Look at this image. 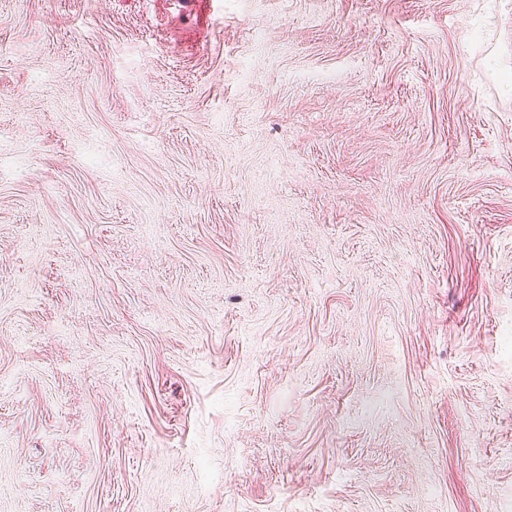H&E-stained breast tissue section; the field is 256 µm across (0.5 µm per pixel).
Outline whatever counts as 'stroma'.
I'll use <instances>...</instances> for the list:
<instances>
[{
    "label": "stroma",
    "instance_id": "1",
    "mask_svg": "<svg viewBox=\"0 0 512 512\" xmlns=\"http://www.w3.org/2000/svg\"><path fill=\"white\" fill-rule=\"evenodd\" d=\"M0 512H512V0H0Z\"/></svg>",
    "mask_w": 512,
    "mask_h": 512
}]
</instances>
